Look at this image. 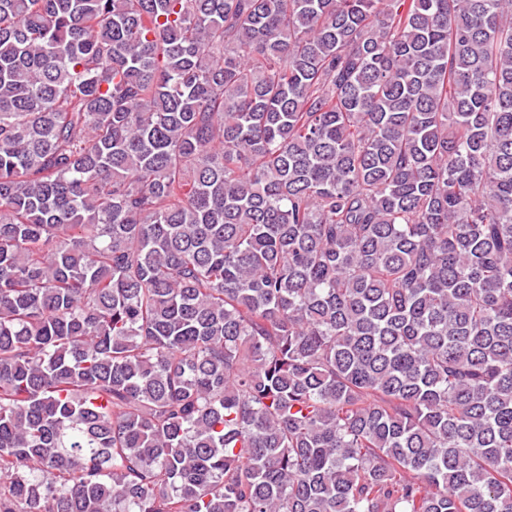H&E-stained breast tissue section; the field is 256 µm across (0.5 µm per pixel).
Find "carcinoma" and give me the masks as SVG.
<instances>
[{
  "label": "carcinoma",
  "mask_w": 512,
  "mask_h": 512,
  "mask_svg": "<svg viewBox=\"0 0 512 512\" xmlns=\"http://www.w3.org/2000/svg\"><path fill=\"white\" fill-rule=\"evenodd\" d=\"M0 512H512V0H0Z\"/></svg>",
  "instance_id": "obj_1"
}]
</instances>
